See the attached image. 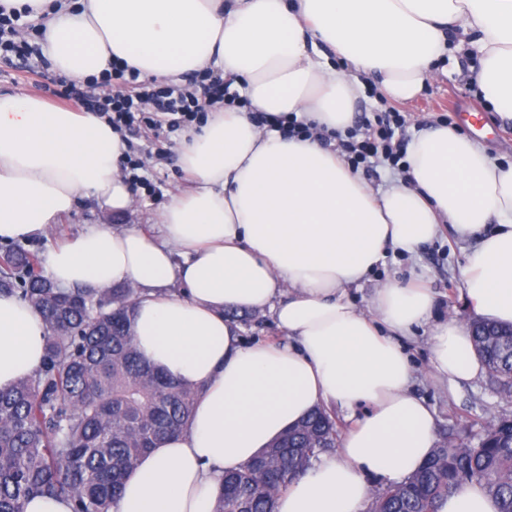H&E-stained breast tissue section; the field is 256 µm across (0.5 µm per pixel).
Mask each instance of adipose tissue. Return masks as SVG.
I'll use <instances>...</instances> for the list:
<instances>
[{"label": "adipose tissue", "instance_id": "obj_1", "mask_svg": "<svg viewBox=\"0 0 512 512\" xmlns=\"http://www.w3.org/2000/svg\"><path fill=\"white\" fill-rule=\"evenodd\" d=\"M44 28L52 69L84 84L116 61L141 78L182 83L205 70L243 85L249 109L209 106L184 137L194 184L161 214V236L107 224L52 248L58 287L131 286L142 355L197 392L188 427L142 457L109 512H213L224 472L239 469L314 407L356 419L274 499L273 512H366L376 475L402 482L436 443L432 408L412 390L400 338L426 323L434 298L389 281L368 307L349 297L387 251L415 256L442 225L479 235L460 268L476 317L512 325V164L456 127L414 132L404 172L373 190L329 133L351 125L364 78L394 102L414 99L437 62L477 46L475 83L512 120V0H0ZM338 56L342 67L330 62ZM312 128L288 137L250 112ZM124 143L97 113L0 93V241L42 235L78 196L113 211L132 201ZM495 224L488 236L481 230ZM181 292H169L173 282ZM270 312L287 342L241 344L225 310ZM46 327L34 307L0 296V390L33 377ZM434 375L456 383L484 371L468 324L430 335ZM438 512H499L478 483Z\"/></svg>", "mask_w": 512, "mask_h": 512}]
</instances>
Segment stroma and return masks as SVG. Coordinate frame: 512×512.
<instances>
[{
  "label": "stroma",
  "mask_w": 512,
  "mask_h": 512,
  "mask_svg": "<svg viewBox=\"0 0 512 512\" xmlns=\"http://www.w3.org/2000/svg\"><path fill=\"white\" fill-rule=\"evenodd\" d=\"M444 73L438 74L424 91L406 104L391 102L374 82H367L353 107V124L374 120L383 112H400L408 123L425 126L451 122L465 134H472L464 113L480 116L484 126L482 143L500 163L512 162V123L504 124L490 111L472 77L479 69V52L468 45L453 53L444 63ZM70 82L54 72L48 61L31 58L29 61L7 65L0 62V89L21 88L38 94L49 103L83 110L90 108L87 98L67 96ZM180 135L155 136L154 133L132 131L124 137L125 150L132 158L144 163L140 176L157 185L151 193L141 185L131 186L132 207L117 214L104 202L91 197H78L72 212L64 216L48 234L0 243V253L21 249L38 256L76 237L90 224H109L118 228L137 227L147 233H157L160 215L172 196L190 188L192 180L180 163L178 144ZM474 239L456 237L450 226H443L441 233L424 246L416 260L398 253H388L384 263L361 287L351 289L350 298L360 307H367L374 288L390 279H417L430 288L435 304L430 323L418 327L413 338L402 340L415 369L414 392L435 412L438 437L453 434L474 437L480 434L481 421L490 415L512 416V398H503L496 381L489 374L475 380L452 386L435 380L432 376L429 335L433 324L456 317L469 319L471 304L463 292L459 267L464 253L473 247Z\"/></svg>",
  "instance_id": "1"
}]
</instances>
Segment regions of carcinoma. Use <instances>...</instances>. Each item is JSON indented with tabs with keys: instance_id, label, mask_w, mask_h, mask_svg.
<instances>
[{
	"instance_id": "cac0c4a2",
	"label": "carcinoma",
	"mask_w": 512,
	"mask_h": 512,
	"mask_svg": "<svg viewBox=\"0 0 512 512\" xmlns=\"http://www.w3.org/2000/svg\"><path fill=\"white\" fill-rule=\"evenodd\" d=\"M0 295L32 303L47 329L35 376L0 391V512H25L37 495L67 499L72 512H107L139 460L187 427L195 391L140 355L130 331L135 288H58L37 255L8 250L0 255ZM505 333L473 324L480 359L512 398ZM482 428L484 442L444 438L428 462L376 495L370 512H437L441 499L469 482L481 484L499 512H512V419ZM337 434L327 410L312 411L261 451L267 468L252 460L224 474L214 512H272L281 489L335 451Z\"/></svg>"
}]
</instances>
